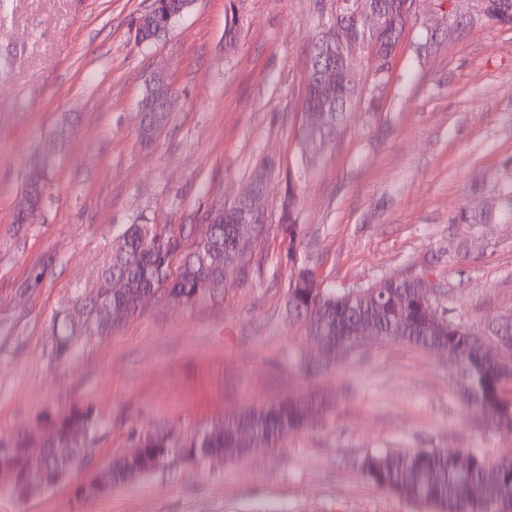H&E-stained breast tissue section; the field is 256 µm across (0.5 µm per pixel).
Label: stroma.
<instances>
[{
  "instance_id": "1",
  "label": "stroma",
  "mask_w": 512,
  "mask_h": 512,
  "mask_svg": "<svg viewBox=\"0 0 512 512\" xmlns=\"http://www.w3.org/2000/svg\"><path fill=\"white\" fill-rule=\"evenodd\" d=\"M150 0H10L0 19V438L37 431L79 402L101 424L88 469L0 512H426L361 471L375 450L467 448L496 458L512 432L463 412L441 355L379 340L316 380L313 341L288 315L298 268L344 288L411 272L472 328L512 313V24L480 0H415L375 79L370 53L335 141L302 157L313 39L332 0H195L157 39L135 22ZM163 68L169 121L138 140L145 76ZM66 129L44 205L14 221L26 172ZM262 178L265 231L253 266L194 304L148 298L66 363L51 326L92 287L130 224H204ZM299 226L290 241L283 216ZM336 392L323 430L240 462L185 463L118 482L90 502L91 471L157 425L189 436L248 402Z\"/></svg>"
}]
</instances>
